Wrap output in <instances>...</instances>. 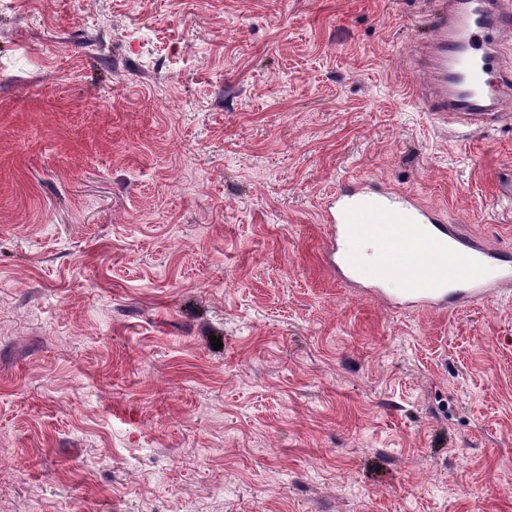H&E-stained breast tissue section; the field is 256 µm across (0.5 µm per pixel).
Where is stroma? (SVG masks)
Returning <instances> with one entry per match:
<instances>
[{
	"label": "stroma",
	"instance_id": "obj_1",
	"mask_svg": "<svg viewBox=\"0 0 512 512\" xmlns=\"http://www.w3.org/2000/svg\"><path fill=\"white\" fill-rule=\"evenodd\" d=\"M435 8L0 0V512H512V291L323 261L353 178L512 249V121L414 94Z\"/></svg>",
	"mask_w": 512,
	"mask_h": 512
}]
</instances>
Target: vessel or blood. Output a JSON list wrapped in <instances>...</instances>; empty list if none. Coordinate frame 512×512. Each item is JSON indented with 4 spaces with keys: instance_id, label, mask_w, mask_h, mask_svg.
Here are the masks:
<instances>
[{
    "instance_id": "obj_1",
    "label": "vessel or blood",
    "mask_w": 512,
    "mask_h": 512,
    "mask_svg": "<svg viewBox=\"0 0 512 512\" xmlns=\"http://www.w3.org/2000/svg\"><path fill=\"white\" fill-rule=\"evenodd\" d=\"M512 37V0H439L429 38L414 66L428 81L417 99L440 117L480 126L501 122L512 108V66L493 52ZM389 224L383 278L366 295L394 308L445 312L498 298L512 289V253L447 223L440 209L371 179L348 180L324 205L329 228L324 261L357 287L367 226ZM401 282L398 293L388 283Z\"/></svg>"
}]
</instances>
